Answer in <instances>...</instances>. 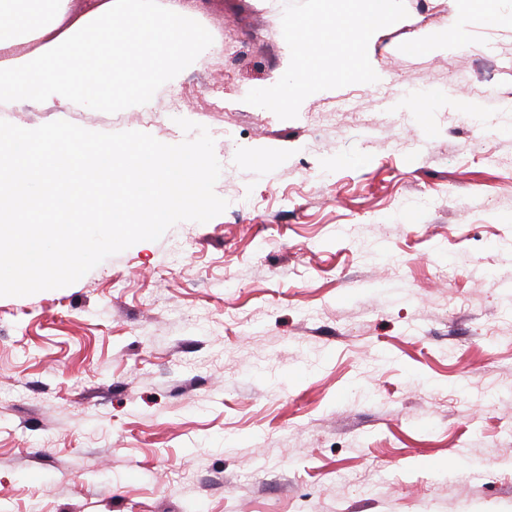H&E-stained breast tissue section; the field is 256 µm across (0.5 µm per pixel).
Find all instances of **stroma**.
Here are the masks:
<instances>
[{
    "label": "stroma",
    "instance_id": "obj_1",
    "mask_svg": "<svg viewBox=\"0 0 512 512\" xmlns=\"http://www.w3.org/2000/svg\"><path fill=\"white\" fill-rule=\"evenodd\" d=\"M285 2L186 0L151 111L0 114L177 144L184 89L229 202L0 297V512H512V0H404L290 120Z\"/></svg>",
    "mask_w": 512,
    "mask_h": 512
}]
</instances>
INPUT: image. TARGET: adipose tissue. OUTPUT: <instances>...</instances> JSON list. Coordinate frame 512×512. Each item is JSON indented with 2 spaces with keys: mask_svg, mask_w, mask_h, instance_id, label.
I'll return each instance as SVG.
<instances>
[{
  "mask_svg": "<svg viewBox=\"0 0 512 512\" xmlns=\"http://www.w3.org/2000/svg\"><path fill=\"white\" fill-rule=\"evenodd\" d=\"M180 5L166 16L142 13L133 23L116 29L125 13L123 0H93L90 8L72 13L70 0H0V110L25 103H44L56 112L72 111L78 104L111 106V99L90 94L101 83L124 87L132 98L145 99L165 68L177 66L200 46L199 38L184 24ZM36 41V49L10 55L16 33ZM146 45L155 64L130 63L112 67L120 44Z\"/></svg>",
  "mask_w": 512,
  "mask_h": 512,
  "instance_id": "adipose-tissue-1",
  "label": "adipose tissue"
}]
</instances>
